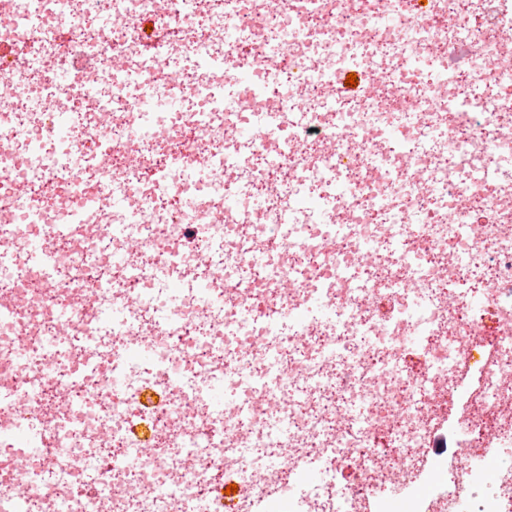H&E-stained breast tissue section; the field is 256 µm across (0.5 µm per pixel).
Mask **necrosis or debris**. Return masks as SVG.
I'll return each mask as SVG.
<instances>
[{
	"instance_id": "obj_1",
	"label": "necrosis or debris",
	"mask_w": 512,
	"mask_h": 512,
	"mask_svg": "<svg viewBox=\"0 0 512 512\" xmlns=\"http://www.w3.org/2000/svg\"><path fill=\"white\" fill-rule=\"evenodd\" d=\"M152 21L173 36L147 56ZM0 45L21 57L1 75L0 424L33 438L0 446V498L224 512L234 484L254 512L300 457L323 481L288 512H512L511 465L454 482L467 450L512 448V0H0ZM32 224L64 227L37 269ZM473 373L429 479L427 431Z\"/></svg>"
}]
</instances>
